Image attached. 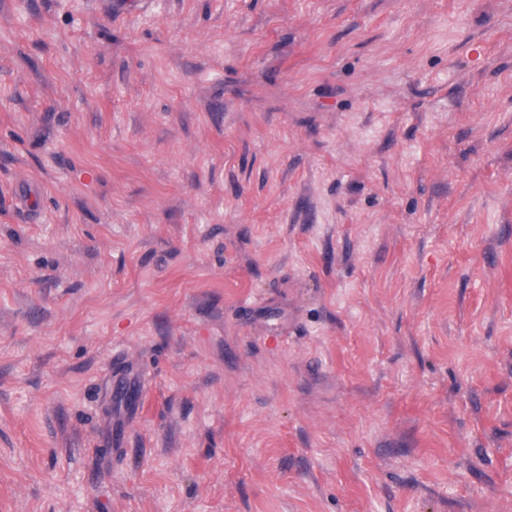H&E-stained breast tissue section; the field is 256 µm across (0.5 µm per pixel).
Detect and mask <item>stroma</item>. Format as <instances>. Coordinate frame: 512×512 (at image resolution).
<instances>
[{
  "mask_svg": "<svg viewBox=\"0 0 512 512\" xmlns=\"http://www.w3.org/2000/svg\"><path fill=\"white\" fill-rule=\"evenodd\" d=\"M0 512H512V0H0Z\"/></svg>",
  "mask_w": 512,
  "mask_h": 512,
  "instance_id": "35a3bbf8",
  "label": "stroma"
}]
</instances>
